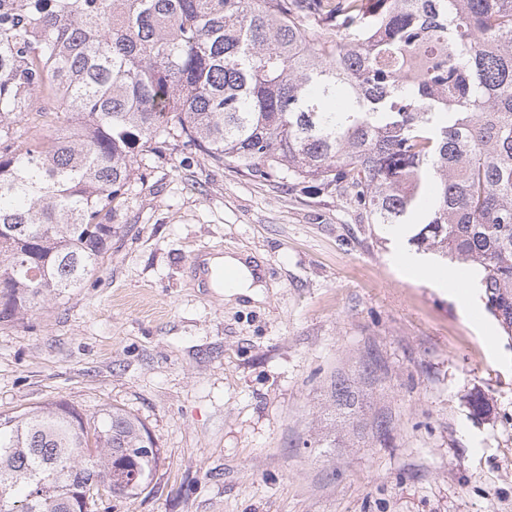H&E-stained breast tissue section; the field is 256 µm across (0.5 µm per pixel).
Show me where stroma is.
Here are the masks:
<instances>
[{
  "label": "stroma",
  "instance_id": "obj_1",
  "mask_svg": "<svg viewBox=\"0 0 512 512\" xmlns=\"http://www.w3.org/2000/svg\"><path fill=\"white\" fill-rule=\"evenodd\" d=\"M136 166L100 268L0 323V415L63 399L147 427L148 488L97 512H512V335L479 283L401 264L400 238L317 184L178 138ZM208 252L254 260L262 299L202 287Z\"/></svg>",
  "mask_w": 512,
  "mask_h": 512
}]
</instances>
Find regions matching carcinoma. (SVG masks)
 I'll list each match as a JSON object with an SVG mask.
<instances>
[{
  "instance_id": "1",
  "label": "carcinoma",
  "mask_w": 512,
  "mask_h": 512,
  "mask_svg": "<svg viewBox=\"0 0 512 512\" xmlns=\"http://www.w3.org/2000/svg\"><path fill=\"white\" fill-rule=\"evenodd\" d=\"M38 90L70 131L20 146ZM174 136L468 266L512 334V0H0L1 323L100 267ZM157 463L120 408L0 415V512H92Z\"/></svg>"
}]
</instances>
